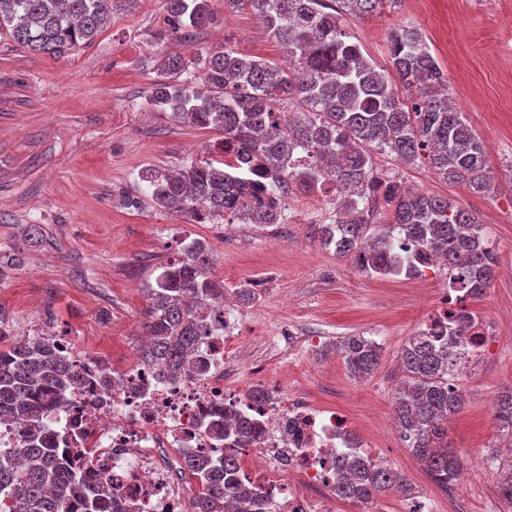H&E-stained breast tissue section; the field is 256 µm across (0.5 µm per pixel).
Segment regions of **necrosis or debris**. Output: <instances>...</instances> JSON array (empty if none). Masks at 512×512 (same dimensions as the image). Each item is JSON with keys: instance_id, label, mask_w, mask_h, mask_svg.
I'll list each match as a JSON object with an SVG mask.
<instances>
[{"instance_id": "4bbe7bcc", "label": "necrosis or debris", "mask_w": 512, "mask_h": 512, "mask_svg": "<svg viewBox=\"0 0 512 512\" xmlns=\"http://www.w3.org/2000/svg\"><path fill=\"white\" fill-rule=\"evenodd\" d=\"M195 367L166 378L133 361L107 372L97 357L77 359L80 382L58 395L43 426L57 434L64 459L100 493V512H191L179 483L188 461L221 468L239 462V481L254 487L248 512H334L336 461L365 452L347 419L335 410L298 401L268 383L257 361L230 360L237 326L223 304L205 301ZM467 318L468 336L452 369L475 367L488 336L461 302L443 301L426 323L444 337ZM249 384H241V374ZM250 425L248 435L234 421Z\"/></svg>"}]
</instances>
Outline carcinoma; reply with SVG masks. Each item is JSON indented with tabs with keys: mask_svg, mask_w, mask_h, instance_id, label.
Listing matches in <instances>:
<instances>
[{
	"mask_svg": "<svg viewBox=\"0 0 512 512\" xmlns=\"http://www.w3.org/2000/svg\"><path fill=\"white\" fill-rule=\"evenodd\" d=\"M401 0H224L257 16L266 38L288 54V66L272 58L239 53L229 46L207 55L202 88L180 80L192 61L180 55L165 61L172 78L153 93L156 105L169 106L191 126L219 133L216 157L178 172L146 171L143 196L195 223H220L241 214L251 224H280L281 195L295 187L311 195L331 188L343 212L322 227L336 254L359 259L370 275L419 272L414 258L395 251L401 236L417 242L445 262L452 284L478 299L490 287L495 261L484 225L448 199L411 192L397 181L379 178L372 150L396 160L424 162L439 179L474 193L490 189L480 137L448 96V85L422 33L410 26L390 32L391 70L379 68L352 41L346 22ZM112 0H0V27L19 45L60 56L90 44L108 17ZM169 21L182 36L213 22L208 0H167ZM414 89L409 99L399 89ZM299 111H283L288 104ZM303 147L313 167L294 172L290 152ZM383 208L385 228L374 225ZM212 256L201 241L187 245L147 289L144 312L150 336L141 361L174 376L189 370L201 326L198 300L224 299V285L210 275ZM457 341L438 344L417 331L400 352L404 383L394 400L398 428L432 481L444 489L462 471L461 458L448 447V420L460 413L464 396L455 384L451 360ZM379 344L365 336H345L337 352L350 372L371 374ZM77 371L61 357L52 339L35 336L0 350V423L35 418L56 392L76 384ZM493 417L512 440V386L500 392ZM497 458L490 457L494 463ZM499 462V461H497ZM337 496L361 507L387 491H411L397 471L374 466L360 455L336 461ZM201 484L193 512H226V500L246 507L252 491L234 479L235 458H224L220 476L205 461L188 462ZM505 478L501 497L512 504V457L499 462ZM82 512H98L97 493L80 474L60 461L55 440L30 424L21 447L0 454V512H69L72 499Z\"/></svg>",
	"mask_w": 512,
	"mask_h": 512,
	"instance_id": "obj_1",
	"label": "carcinoma"
}]
</instances>
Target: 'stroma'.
Listing matches in <instances>:
<instances>
[{
  "label": "stroma",
  "mask_w": 512,
  "mask_h": 512,
  "mask_svg": "<svg viewBox=\"0 0 512 512\" xmlns=\"http://www.w3.org/2000/svg\"><path fill=\"white\" fill-rule=\"evenodd\" d=\"M215 22L192 40L172 33L166 0H120L95 40L61 58L16 44L0 28V349L25 336H67L76 354L124 368L141 345L147 290L180 242H205L211 273L225 287L256 284L258 301L236 303L242 355L262 359L287 390L336 409L368 433L396 431L393 397L404 374L399 353L433 300L404 277H373L324 247L319 228L336 221L334 194L286 195L285 221L196 224L137 195L141 171L170 173L208 158L215 132L182 124L154 105L163 61L202 59L223 44L282 59L255 17L211 0ZM412 24L425 35L448 91L487 152L493 188L474 193L436 178L423 163L373 155L380 177L453 199L484 224L496 260L490 288L474 308L490 342L475 370L458 379L465 407L448 422L461 457L463 493L436 486L397 442L390 459L432 512H506L491 452L504 441L492 420L499 391L512 384V0H403L348 23L379 66L388 37ZM361 334L381 346L376 369L355 378L335 350ZM478 449L472 459L470 449Z\"/></svg>",
  "instance_id": "35a3bbf8"
}]
</instances>
